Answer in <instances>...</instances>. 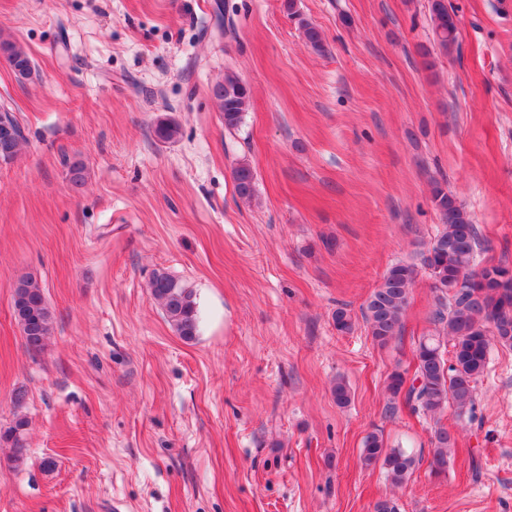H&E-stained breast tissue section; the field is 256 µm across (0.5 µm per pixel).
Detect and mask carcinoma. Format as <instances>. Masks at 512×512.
<instances>
[{
	"label": "carcinoma",
	"mask_w": 512,
	"mask_h": 512,
	"mask_svg": "<svg viewBox=\"0 0 512 512\" xmlns=\"http://www.w3.org/2000/svg\"><path fill=\"white\" fill-rule=\"evenodd\" d=\"M432 45L422 48V55L438 51L446 54L458 43V24L448 0H429ZM300 29L310 47L324 49L321 31L308 21L299 20ZM0 56L19 79L33 75L27 52L8 39H0ZM224 119V127H239L250 103V90L238 77L224 74L212 86ZM0 125L12 130L9 138H0V161L12 160L17 153L24 131L12 110L0 108ZM153 133L163 142L179 138V124L168 118L156 122ZM238 196L246 201L255 193V175L247 164L233 169ZM432 202L443 221L442 230L422 253L421 263L433 280V288L441 293L433 314L435 333L419 339L413 351L414 372L395 368L387 376L386 390L390 395L388 412L403 402L411 412L440 419L452 406L463 414L473 409L476 383L488 365L492 344L512 348V266L504 263L473 267L479 246L478 229L453 194L435 184ZM417 276V265L398 262L384 273L380 284L370 294L362 318L369 335L384 347L401 335L411 289ZM149 289L161 306L165 318L184 340L191 341L198 331L196 295L176 276L160 270L153 273ZM13 314L20 327L25 346L30 351L45 348L53 330V314L42 289L30 276L19 278L13 292ZM339 333L353 328L350 311L340 306L332 314ZM451 351H446V346ZM28 426L19 417L0 433V441L21 449L22 435ZM435 445L431 473L440 476L448 467V457L455 448L456 438L440 424L433 431ZM361 464L366 468L381 467L387 480L401 486L412 475L417 459L403 448H388L382 433L372 431L363 440Z\"/></svg>",
	"instance_id": "1"
}]
</instances>
